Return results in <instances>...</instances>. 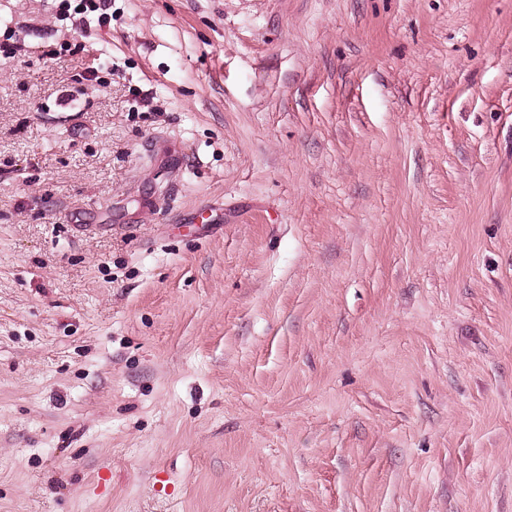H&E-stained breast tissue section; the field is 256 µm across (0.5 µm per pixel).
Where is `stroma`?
<instances>
[{
    "label": "stroma",
    "instance_id": "obj_1",
    "mask_svg": "<svg viewBox=\"0 0 512 512\" xmlns=\"http://www.w3.org/2000/svg\"><path fill=\"white\" fill-rule=\"evenodd\" d=\"M1 26L0 512H512V0Z\"/></svg>",
    "mask_w": 512,
    "mask_h": 512
}]
</instances>
